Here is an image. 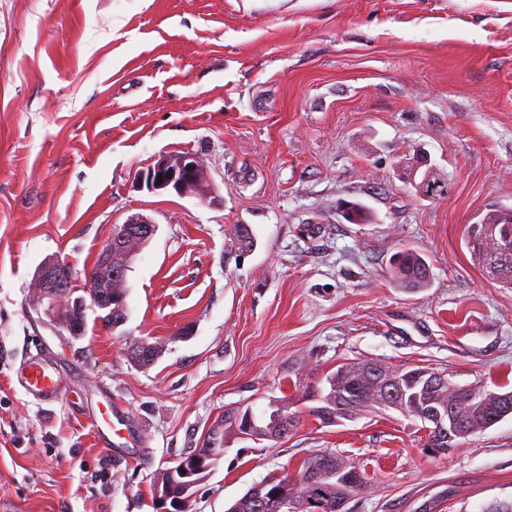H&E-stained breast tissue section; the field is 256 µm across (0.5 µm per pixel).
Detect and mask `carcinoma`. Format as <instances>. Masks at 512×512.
Segmentation results:
<instances>
[{
  "instance_id": "carcinoma-1",
  "label": "carcinoma",
  "mask_w": 512,
  "mask_h": 512,
  "mask_svg": "<svg viewBox=\"0 0 512 512\" xmlns=\"http://www.w3.org/2000/svg\"><path fill=\"white\" fill-rule=\"evenodd\" d=\"M417 193L445 197L448 182L439 173L414 185ZM343 218L350 224H364L367 214L357 202H344ZM231 241L244 253L252 250L254 235L246 224H236ZM466 244L488 278L512 288V209L502 210L478 224L467 227ZM394 285L406 291L426 288L429 266L415 250L403 247L390 260ZM329 388L317 394L319 405L311 415L323 424L353 420L376 408L394 409L418 419L428 431V447L445 451L461 441L490 428L512 414V391L490 392L481 385L461 386L444 373L426 367H393L378 361L353 362L339 366L327 379ZM295 426V414L270 403V410L247 416V411L224 412V425H216L202 441L180 459L190 466L210 451L209 445L224 439L232 429L255 441L281 440ZM364 488L361 470L334 452L306 458L291 479L272 478L250 488L230 512H278L279 500L292 504L296 512H310L306 503L320 501L321 512H344L348 501Z\"/></svg>"
}]
</instances>
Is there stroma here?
<instances>
[{"instance_id":"obj_1","label":"stroma","mask_w":512,"mask_h":512,"mask_svg":"<svg viewBox=\"0 0 512 512\" xmlns=\"http://www.w3.org/2000/svg\"><path fill=\"white\" fill-rule=\"evenodd\" d=\"M197 154L213 198L140 186L159 157ZM427 156L448 198L420 196ZM360 203L347 223L340 201ZM512 208V0H0V512H155V474L233 407L289 400L287 438L227 432L189 512L328 450L368 479L345 512H512V416L442 453L420 420L310 414L343 363L427 367L512 389V288L486 278L467 225ZM158 230L126 276V317L86 334L40 322V261L78 293L113 226ZM249 225L252 251L231 245ZM428 287L395 288L400 245ZM162 343L149 368L128 347ZM54 360L47 406L14 371ZM111 407L129 438L91 420Z\"/></svg>"}]
</instances>
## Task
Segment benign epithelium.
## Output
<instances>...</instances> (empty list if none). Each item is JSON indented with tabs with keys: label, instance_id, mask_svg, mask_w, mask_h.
I'll list each match as a JSON object with an SVG mask.
<instances>
[{
	"label": "benign epithelium",
	"instance_id": "obj_1",
	"mask_svg": "<svg viewBox=\"0 0 512 512\" xmlns=\"http://www.w3.org/2000/svg\"><path fill=\"white\" fill-rule=\"evenodd\" d=\"M162 183H157V176ZM150 191L172 190L180 196L212 197L206 166L193 153L163 156L141 176ZM156 224L146 216L133 215L112 232L99 253L95 272L89 276L87 296L70 291L68 266L55 256L45 257L37 266L33 280V307L37 314L72 338L81 336L86 311H123L126 294L112 290V279L126 280L138 248L156 234Z\"/></svg>",
	"mask_w": 512,
	"mask_h": 512
}]
</instances>
